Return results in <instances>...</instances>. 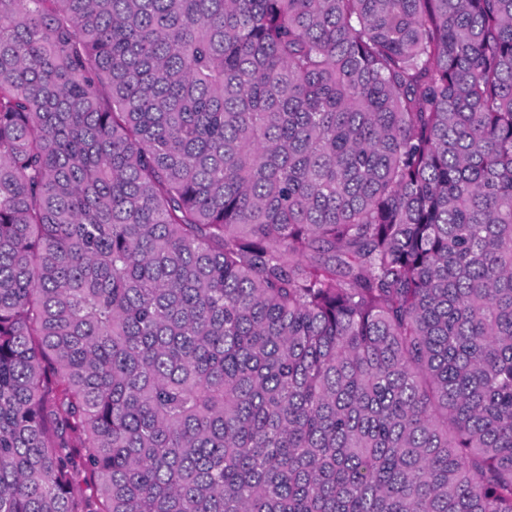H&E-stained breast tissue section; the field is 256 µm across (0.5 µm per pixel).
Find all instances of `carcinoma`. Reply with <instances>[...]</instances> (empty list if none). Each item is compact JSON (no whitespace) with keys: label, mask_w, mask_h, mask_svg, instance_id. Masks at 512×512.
Returning a JSON list of instances; mask_svg holds the SVG:
<instances>
[{"label":"carcinoma","mask_w":512,"mask_h":512,"mask_svg":"<svg viewBox=\"0 0 512 512\" xmlns=\"http://www.w3.org/2000/svg\"><path fill=\"white\" fill-rule=\"evenodd\" d=\"M0 512H512V0H0Z\"/></svg>","instance_id":"cac0c4a2"}]
</instances>
